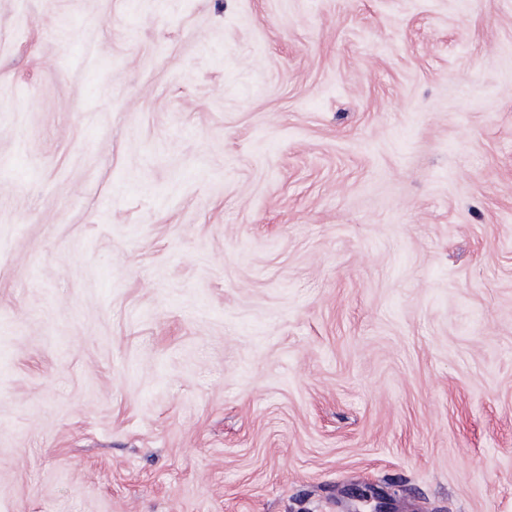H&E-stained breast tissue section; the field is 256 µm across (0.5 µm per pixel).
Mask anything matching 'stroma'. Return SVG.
I'll use <instances>...</instances> for the list:
<instances>
[{
  "label": "stroma",
  "instance_id": "1",
  "mask_svg": "<svg viewBox=\"0 0 512 512\" xmlns=\"http://www.w3.org/2000/svg\"><path fill=\"white\" fill-rule=\"evenodd\" d=\"M512 512V0H0V512ZM393 496L389 493L380 492L374 488H369L361 494L359 502L369 510L357 509L355 512H394L389 508Z\"/></svg>",
  "mask_w": 512,
  "mask_h": 512
}]
</instances>
